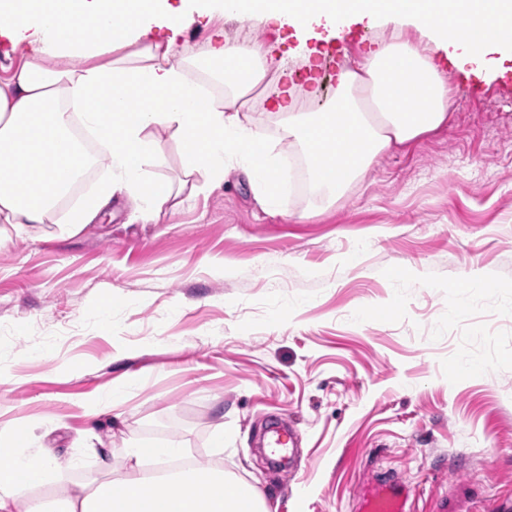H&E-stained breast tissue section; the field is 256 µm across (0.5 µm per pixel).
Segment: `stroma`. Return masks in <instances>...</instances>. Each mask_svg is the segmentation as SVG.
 <instances>
[{"label":"stroma","instance_id":"obj_1","mask_svg":"<svg viewBox=\"0 0 512 512\" xmlns=\"http://www.w3.org/2000/svg\"><path fill=\"white\" fill-rule=\"evenodd\" d=\"M219 33L264 42L286 73L325 71L315 112L391 27L194 14L178 45ZM434 59L456 103L447 127L383 154L310 220L264 212L231 172L149 224L118 194L74 237L36 224L0 248V438L31 428L62 485L99 448L118 467L129 439L178 441L270 512H355L378 476L417 512L456 483L482 512L512 494V49ZM133 372L122 422L90 448L87 403ZM275 420L298 434L284 470L261 446Z\"/></svg>","mask_w":512,"mask_h":512}]
</instances>
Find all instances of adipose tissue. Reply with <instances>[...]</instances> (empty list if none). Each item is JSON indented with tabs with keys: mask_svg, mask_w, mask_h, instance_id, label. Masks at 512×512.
Segmentation results:
<instances>
[{
	"mask_svg": "<svg viewBox=\"0 0 512 512\" xmlns=\"http://www.w3.org/2000/svg\"><path fill=\"white\" fill-rule=\"evenodd\" d=\"M211 16H262L306 29L337 16L386 17L393 27L375 52L341 69L336 95L319 114L296 111L280 76L262 65L264 45L217 42L195 56L177 48L189 10ZM489 17L512 31V0H0V40L28 41L38 51L0 78V247L28 227L52 220L89 169L103 176L59 227L78 234L112 203L115 192L137 201L150 223L183 193L224 182L238 169L263 210L281 212V160L304 164L306 203L289 213L304 221L335 204L393 149L445 127L454 106L433 57V43L463 41L460 21ZM173 32L148 41L153 22ZM427 41L406 37L407 26ZM221 72L224 96L204 92L195 70ZM266 118H259V111ZM283 131L268 139L264 119ZM181 154L177 184L154 179L167 163L159 131ZM182 444L127 448L119 479L101 455L98 477L57 490L52 502L32 488L53 479L56 462L41 454L0 456V512H268L254 488L217 466H189L149 476L146 458H180Z\"/></svg>",
	"mask_w": 512,
	"mask_h": 512,
	"instance_id": "obj_1",
	"label": "adipose tissue"
}]
</instances>
